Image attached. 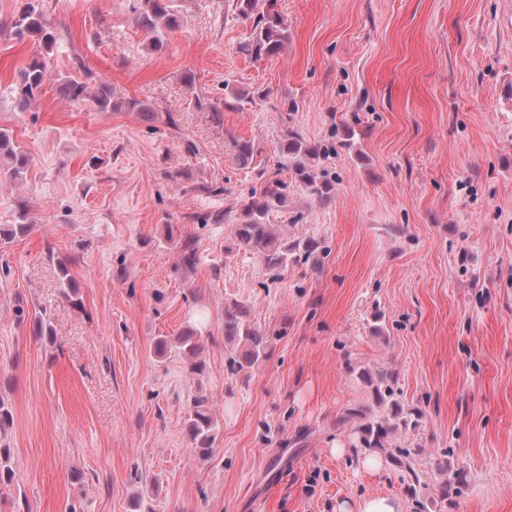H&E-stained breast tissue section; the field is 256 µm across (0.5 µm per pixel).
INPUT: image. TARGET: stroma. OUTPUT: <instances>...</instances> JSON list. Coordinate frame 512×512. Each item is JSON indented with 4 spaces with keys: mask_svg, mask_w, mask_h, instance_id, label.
I'll list each match as a JSON object with an SVG mask.
<instances>
[{
    "mask_svg": "<svg viewBox=\"0 0 512 512\" xmlns=\"http://www.w3.org/2000/svg\"><path fill=\"white\" fill-rule=\"evenodd\" d=\"M136 6L44 0L52 77L25 110L10 87L34 45L0 32V127L28 159L20 185L0 184V225L29 226L0 250L15 472L0 512H339L367 495L512 512V0H276L288 44L261 60L241 50L253 23L235 0H175L158 52ZM60 77L106 82L153 117L68 103ZM289 126L328 150L330 201L287 170ZM241 140L259 150L247 166ZM264 167L286 184L274 233L315 245L278 281L233 231ZM235 304L268 340L240 372L224 337ZM20 305L54 338L18 322ZM190 326L197 374L155 348ZM363 370L392 374L423 415L395 437L419 451L416 496L407 473L348 447L347 410L376 406ZM200 395L218 419L208 456L185 431ZM448 468L466 485L443 501Z\"/></svg>",
    "mask_w": 512,
    "mask_h": 512,
    "instance_id": "1",
    "label": "stroma"
}]
</instances>
